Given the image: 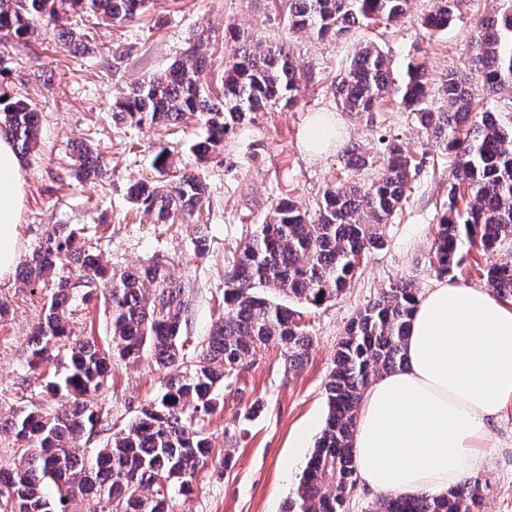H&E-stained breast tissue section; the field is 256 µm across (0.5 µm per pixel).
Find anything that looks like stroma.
Segmentation results:
<instances>
[{"label":"stroma","instance_id":"stroma-1","mask_svg":"<svg viewBox=\"0 0 512 512\" xmlns=\"http://www.w3.org/2000/svg\"><path fill=\"white\" fill-rule=\"evenodd\" d=\"M502 6L503 0H464L448 29L427 37L422 21L434 0H410L398 24L364 25L321 40L288 31V0H155L134 23L109 26L84 18L79 30L89 46L85 52L57 27L0 48V86L37 103L41 115L38 148L21 162L23 256L64 224L84 229L112 266L165 263L187 289L183 333L194 343L223 317L224 274L246 235L268 221L279 199L314 209L327 187L370 184L383 163V140H401L412 151L416 175L401 209L384 227L382 247L364 259L344 294L317 307L303 306L313 339L303 365L288 370L273 342L245 361L231 386L221 390L217 411L199 424L211 438L214 456L231 453L233 466L200 467L191 492H172L170 512H284L324 427L326 385L347 324L397 280L413 281L421 291L440 280L428 256L447 200L451 157L428 144L398 95L374 112L339 111L336 80L356 47L375 43L389 57L397 81L410 61L426 62L436 89L448 70L466 71L476 23ZM241 38L263 46L289 43L303 78L293 105L251 113L225 137L221 154L202 159L192 152L206 136L195 116L164 129L115 115L114 105L129 86L167 69L191 45L208 63L205 78L219 87L224 59ZM315 112H331L340 120V136L322 156L300 146L301 127ZM352 141L368 150L371 165L346 166L342 151ZM82 142L100 153L101 172L87 181L76 180L73 172V148ZM162 148L171 153L177 171L195 174L208 187L196 214L174 224L155 223L127 196L131 183L154 178L152 157ZM202 225L208 242L200 254L195 240ZM48 296L43 285L23 283L15 275L0 282V300L9 306L8 317L0 321L1 419L42 399L25 348ZM162 384L151 359L120 363L101 401L121 427L161 392ZM256 401L262 408L249 415ZM484 456V512H512V407L493 424Z\"/></svg>","mask_w":512,"mask_h":512}]
</instances>
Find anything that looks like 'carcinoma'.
<instances>
[{"mask_svg":"<svg viewBox=\"0 0 512 512\" xmlns=\"http://www.w3.org/2000/svg\"><path fill=\"white\" fill-rule=\"evenodd\" d=\"M410 0H289L288 30L336 38L354 24H396ZM463 0H436L423 20L433 36L453 22ZM151 0H0V38L21 40L71 10L124 24L144 15ZM470 70L490 97L512 91V3L479 21L469 56ZM206 60L189 46L166 70L130 87L118 114L137 124L167 127L184 115L198 116L206 128L194 148L207 158L251 112L292 102L302 72L286 44L260 48L246 42L232 49L220 77L221 95H212L200 75ZM400 94L433 144L455 156L438 231L428 261L442 276L455 277L464 263L463 246L496 251L512 242V122L475 109L468 74L450 70L439 94L447 106H428L430 87L424 61L412 62L400 85L392 81L389 60L374 44L357 48L337 78L343 112H372L390 92ZM36 104L0 93V137L18 155L39 142ZM346 165L364 168L369 155L357 144L346 147ZM77 173L99 171L88 147L76 154ZM170 153L153 158L158 177L128 187L130 202L173 224L194 215L207 193L190 173L172 175ZM416 167L407 145L388 141L380 174L367 186L341 184L325 190L313 212L279 200L269 220L242 245L224 280V318L212 328L193 360L182 335L185 289L169 268L154 262L138 270L103 263L78 234L59 227L33 251L22 270L24 281L43 283L60 268L74 266V279H58L42 306L43 315L27 342L42 393L60 400L51 411L20 409L0 421L12 439L18 461L0 466V512H168L169 491L190 489L199 467L211 457V443L195 424L217 408V391L229 384L243 363L271 341L281 345L288 369L300 366L312 344L308 326L294 304L319 306L343 294L360 258L383 244L382 228L406 196ZM496 297L512 300V250L486 273ZM97 299L108 313L111 350L69 330L77 302ZM417 299L410 280L382 290L346 327L337 344L327 384L328 413L308 457L287 512H344L358 475L352 438L362 395L372 379L403 364V346ZM149 356L165 374L163 388L137 417L100 448L73 445L98 432L110 418L100 403L111 365ZM484 487L472 477L446 495L410 497L386 494L376 512H483Z\"/></svg>","mask_w":512,"mask_h":512,"instance_id":"1","label":"carcinoma"}]
</instances>
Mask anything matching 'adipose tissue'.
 <instances>
[{"instance_id":"1","label":"adipose tissue","mask_w":512,"mask_h":512,"mask_svg":"<svg viewBox=\"0 0 512 512\" xmlns=\"http://www.w3.org/2000/svg\"><path fill=\"white\" fill-rule=\"evenodd\" d=\"M20 158L0 137V281L22 243ZM512 406V307L487 289L444 280L417 298L398 369L365 390L353 435L363 486L444 494L484 467L490 427Z\"/></svg>"}]
</instances>
